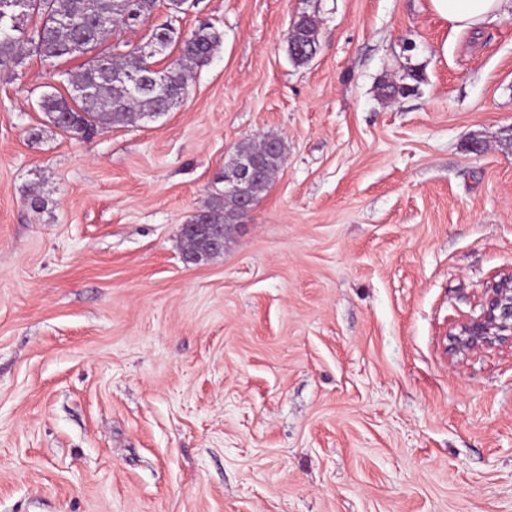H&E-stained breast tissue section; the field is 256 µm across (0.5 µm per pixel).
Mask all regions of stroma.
Returning <instances> with one entry per match:
<instances>
[{
  "instance_id": "obj_1",
  "label": "stroma",
  "mask_w": 512,
  "mask_h": 512,
  "mask_svg": "<svg viewBox=\"0 0 512 512\" xmlns=\"http://www.w3.org/2000/svg\"><path fill=\"white\" fill-rule=\"evenodd\" d=\"M203 19L222 45L153 121L55 127L37 102L83 55L0 79V512H512V347L445 349L512 269V15L187 0L174 22ZM258 136L286 145L277 178L185 263L182 224ZM290 39L288 42H294L298 45L306 47L308 50H314L319 47V25L314 15L302 13L298 15L292 22L290 27ZM405 80H410L411 82H415V84H411L408 82H404ZM402 83H383L379 90L382 97L389 100L397 99V93H400L399 97L403 96L402 90L405 91L407 89L411 90L406 95L411 94L418 87V83L421 82L420 74L412 67H406L405 75L400 79Z\"/></svg>"
}]
</instances>
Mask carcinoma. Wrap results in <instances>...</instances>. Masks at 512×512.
Wrapping results in <instances>:
<instances>
[{
	"instance_id": "1",
	"label": "carcinoma",
	"mask_w": 512,
	"mask_h": 512,
	"mask_svg": "<svg viewBox=\"0 0 512 512\" xmlns=\"http://www.w3.org/2000/svg\"><path fill=\"white\" fill-rule=\"evenodd\" d=\"M28 19L34 21L27 36L6 34L0 30V74L18 66L26 51L37 52L52 60L94 51L109 35L98 24L100 16L112 18L120 27L128 28L127 18L135 13L138 24L154 14L157 0H26ZM167 34L168 46L178 49L175 62L165 69H144L147 58L140 51L123 55L98 54L83 70L69 74L68 95L49 92L38 105L53 125L66 133L81 135L99 126L124 125L135 119L153 118L171 111L184 98L189 78L208 66L221 45V34L211 23L201 24L187 37L168 21L152 28L149 39L160 30ZM291 41L315 50L319 47V25L315 16L302 13L290 27ZM421 82L420 74L406 68L400 83L380 86L382 97L394 100L398 93L413 91ZM236 153L255 160L263 172L260 184L250 188L259 200L284 161V152H261L251 142L237 146ZM238 195L224 192L214 195L207 208L194 217L196 224H224L227 219L241 217L237 210Z\"/></svg>"
}]
</instances>
